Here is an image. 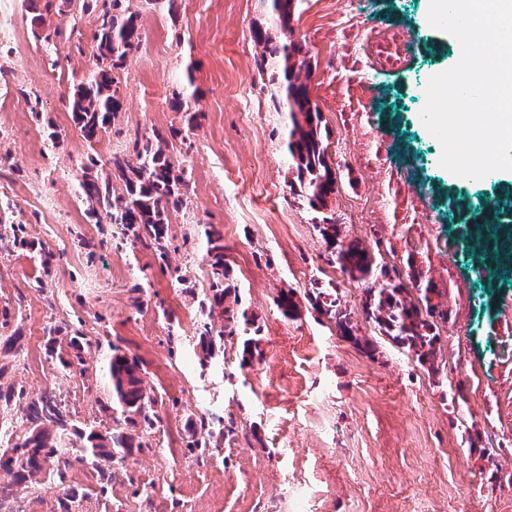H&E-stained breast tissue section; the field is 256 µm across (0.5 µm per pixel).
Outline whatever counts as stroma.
<instances>
[{
  "label": "stroma",
  "mask_w": 512,
  "mask_h": 512,
  "mask_svg": "<svg viewBox=\"0 0 512 512\" xmlns=\"http://www.w3.org/2000/svg\"><path fill=\"white\" fill-rule=\"evenodd\" d=\"M428 3L298 0L288 30L271 31L311 62L343 237L433 286L441 344L460 352L450 374L419 365L368 321L365 291L385 276L354 281L329 264L314 210L289 186L288 116L274 106L255 40L268 28L265 0H178L173 14L142 6L123 108L92 147L61 100L93 67L96 13L47 15L60 31L48 50L32 34L28 0H14L17 36L0 39V198L54 260L44 278L0 249V306L14 309L19 333L17 354L0 365L29 395L55 385L84 420L110 397L101 375L112 345L142 361L162 423L112 476L119 512H512L502 454L512 448V362L501 360L512 346V256L493 233L470 244L468 229L485 202L512 200V172L471 180L440 165L421 111L429 78L454 65L457 47L429 25ZM378 31L410 43L406 63L366 57ZM178 98L200 117L186 140L169 143L189 193L170 218L162 263L86 215L75 175L88 154L104 163L135 136L182 127ZM48 122L60 134L54 146ZM210 226L224 236L228 283L261 328V355L248 366L230 339L223 362L202 365L197 301L175 280L181 269L204 281ZM319 284L336 289L374 351L311 306ZM283 290L299 317L278 310ZM51 322L79 323L84 373L63 375L46 355ZM214 412L228 436L189 448L190 421Z\"/></svg>",
  "instance_id": "stroma-1"
}]
</instances>
